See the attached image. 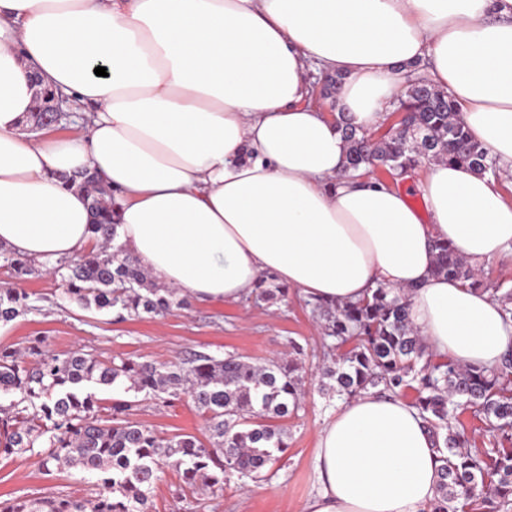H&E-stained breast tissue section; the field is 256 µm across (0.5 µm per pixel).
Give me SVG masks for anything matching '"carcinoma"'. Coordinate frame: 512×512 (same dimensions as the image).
I'll use <instances>...</instances> for the list:
<instances>
[{"label":"carcinoma","instance_id":"obj_1","mask_svg":"<svg viewBox=\"0 0 512 512\" xmlns=\"http://www.w3.org/2000/svg\"><path fill=\"white\" fill-rule=\"evenodd\" d=\"M398 130L377 137L359 132L338 117L347 144V170L384 167L403 176L423 160L454 161L498 176L496 162L473 140L450 96L411 83L399 101ZM81 181L91 197L90 230L98 247L65 261L66 292L84 306L120 309L130 316L169 314L186 305L173 288L150 280L137 260L114 245L112 190L97 188L90 171L68 178ZM438 275L477 285L479 273L445 242L434 244ZM0 260L18 277L33 272L32 262L8 252ZM256 299L269 303L285 289L262 276ZM405 294L379 286L351 304H312L325 321V348L336 352L322 372L320 390L349 400L372 389L399 395L417 393L413 405L426 422L441 462L436 495L428 512H512V354L501 365L459 366L432 362L409 318ZM35 309L30 295L0 288V323ZM96 384L125 385V391L168 403L191 398L206 416L210 445L193 434L160 438L130 419L135 402L116 398L108 407L90 391ZM19 399L0 405V457L30 453L42 468L74 469L95 477L88 499L69 495L0 501V512H150L164 470L183 482L215 493L232 478L256 480L288 448L282 421L299 410L305 376L297 358L253 364L229 355L216 359L194 352L178 362L156 363L131 357L101 360L76 349L60 358L30 341L27 355L0 347V394ZM466 406L482 418L490 447L474 448L452 423Z\"/></svg>","mask_w":512,"mask_h":512}]
</instances>
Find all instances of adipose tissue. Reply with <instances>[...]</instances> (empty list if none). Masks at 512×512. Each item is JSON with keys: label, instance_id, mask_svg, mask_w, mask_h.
<instances>
[{"label": "adipose tissue", "instance_id": "1", "mask_svg": "<svg viewBox=\"0 0 512 512\" xmlns=\"http://www.w3.org/2000/svg\"><path fill=\"white\" fill-rule=\"evenodd\" d=\"M421 64L511 177L512 0H0V248L46 266L90 249L89 198L58 178L88 169L112 189L117 242L161 285L227 303L264 273L342 305L401 290L434 360L496 364L512 320L435 275L433 243L481 267L512 250V202L453 162L427 163L420 210L346 171L310 77L342 75L336 98L368 133ZM41 85L80 133L25 131ZM434 447L401 397L342 403L305 512H426Z\"/></svg>", "mask_w": 512, "mask_h": 512}]
</instances>
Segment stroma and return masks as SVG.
<instances>
[{"label":"stroma","mask_w":512,"mask_h":512,"mask_svg":"<svg viewBox=\"0 0 512 512\" xmlns=\"http://www.w3.org/2000/svg\"><path fill=\"white\" fill-rule=\"evenodd\" d=\"M29 294L34 311L0 324V346L25 348L39 337L46 350L63 355L76 349L102 359L132 357L143 361L175 362L199 351L221 359L235 354L259 364L287 353L292 344L304 349L306 396L296 417L287 422L288 447L267 480H234L223 491L203 495L185 488L179 474L166 472L153 493L152 512H303L317 487L315 470L317 435L340 405L338 397L317 388L323 365L320 322L304 300L288 292L281 301L262 306L250 302L227 304L189 301L163 317L119 316L117 310L96 311L67 298L61 275L36 271L17 278L0 265V286ZM134 420L153 428L159 436L193 434L206 438L204 415L181 398L165 406L139 400ZM93 477L80 471L48 472L36 458L14 455L0 458V500L68 494L90 497Z\"/></svg>","instance_id":"obj_1"}]
</instances>
